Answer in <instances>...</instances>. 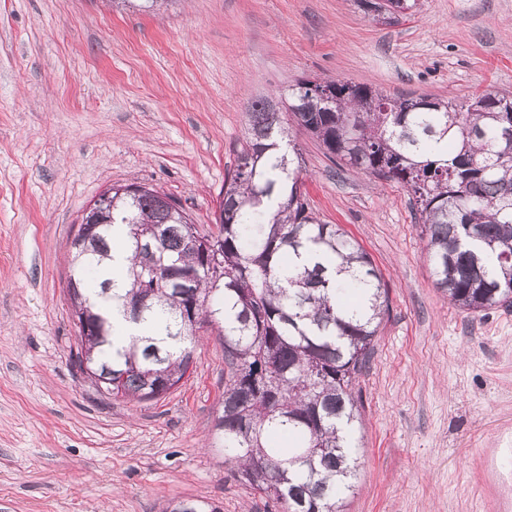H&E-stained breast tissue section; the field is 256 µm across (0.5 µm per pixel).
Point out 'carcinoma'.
I'll return each instance as SVG.
<instances>
[{
    "mask_svg": "<svg viewBox=\"0 0 512 512\" xmlns=\"http://www.w3.org/2000/svg\"><path fill=\"white\" fill-rule=\"evenodd\" d=\"M393 2L362 0L383 19ZM285 104L329 158L412 193L434 284L453 305L473 315L512 305V97L422 103L324 79L288 89ZM247 116L215 244L188 245L189 217L154 188L130 197L112 185V208L69 254L67 287L104 331L76 359L112 369L113 396L155 400L185 375L197 332L218 326L228 373L215 430L235 476L282 512H336L356 470L353 386L389 296L361 246L309 209L283 113L261 97ZM119 237L131 253L123 285L108 276ZM337 259L356 265L343 284L325 265ZM281 432L296 439L287 459L269 444ZM170 512L221 510L179 501Z\"/></svg>",
    "mask_w": 512,
    "mask_h": 512,
    "instance_id": "cac0c4a2",
    "label": "carcinoma"
}]
</instances>
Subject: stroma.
I'll use <instances>...</instances> for the list:
<instances>
[{"label": "stroma", "instance_id": "35a3bbf8", "mask_svg": "<svg viewBox=\"0 0 512 512\" xmlns=\"http://www.w3.org/2000/svg\"><path fill=\"white\" fill-rule=\"evenodd\" d=\"M341 78L391 96H512V0H0V512H280L237 481L214 425L224 338L160 399L99 395L74 362L69 244L112 184L211 231L261 96ZM301 190L369 254L389 310L355 392L358 469L337 512L512 506V306L472 316L435 287L410 192L292 133Z\"/></svg>", "mask_w": 512, "mask_h": 512}]
</instances>
